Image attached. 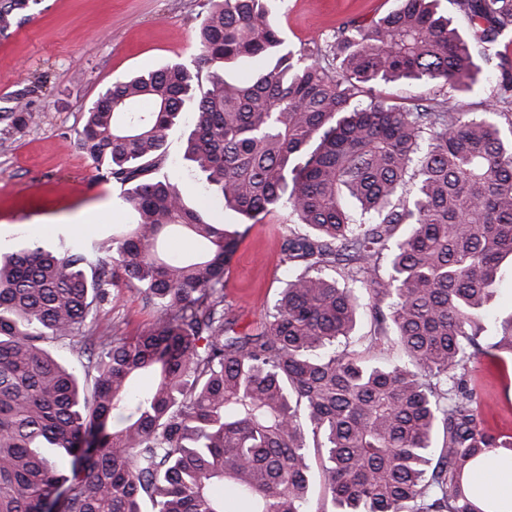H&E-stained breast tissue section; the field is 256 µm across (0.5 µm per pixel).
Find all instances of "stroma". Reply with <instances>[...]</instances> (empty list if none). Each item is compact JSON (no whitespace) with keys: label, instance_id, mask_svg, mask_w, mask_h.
Masks as SVG:
<instances>
[{"label":"stroma","instance_id":"1","mask_svg":"<svg viewBox=\"0 0 512 512\" xmlns=\"http://www.w3.org/2000/svg\"><path fill=\"white\" fill-rule=\"evenodd\" d=\"M396 0H287L272 21L289 48L325 47L348 24H368L394 9ZM211 0H37L26 21L0 33V251L25 239L46 246L90 248L109 244L112 227L132 224L120 184L102 180L77 146L85 112L112 82L167 63L189 66L201 88L196 31ZM27 108L35 123L16 129L11 115ZM190 124L168 140L162 172L193 205H205L227 224L235 213L205 196L199 175L183 161ZM288 232L278 210L250 225L233 258L226 294L239 327L258 322L277 300L285 277L280 247ZM151 310L135 289L118 285L97 317L133 335L148 327ZM483 396L490 427L512 435V394L498 366L480 359L469 366Z\"/></svg>","mask_w":512,"mask_h":512}]
</instances>
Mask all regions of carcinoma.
Returning a JSON list of instances; mask_svg holds the SVG:
<instances>
[{"instance_id":"obj_1","label":"carcinoma","mask_w":512,"mask_h":512,"mask_svg":"<svg viewBox=\"0 0 512 512\" xmlns=\"http://www.w3.org/2000/svg\"><path fill=\"white\" fill-rule=\"evenodd\" d=\"M438 2L397 0L294 51L270 19L284 0H214L200 97L178 62L99 95L77 144L138 219L114 228L108 262L36 239L0 253V512H308L309 433L337 512H486L468 479L490 453L512 461V436L487 425L468 365L512 357V314L481 342L512 263V72L480 113L458 94L512 34V0H460L466 34ZM26 8L0 0V31ZM251 59L265 66L224 79ZM397 81L446 95H373ZM193 99L184 160L206 193L241 225L274 209L292 223L280 298L243 331L224 293L243 233L155 176ZM180 236L196 250L170 251ZM120 280L153 322L86 327ZM364 308L365 351L406 362L336 346Z\"/></svg>"}]
</instances>
